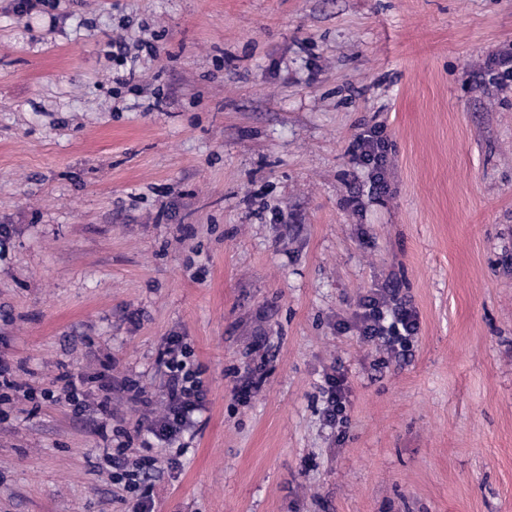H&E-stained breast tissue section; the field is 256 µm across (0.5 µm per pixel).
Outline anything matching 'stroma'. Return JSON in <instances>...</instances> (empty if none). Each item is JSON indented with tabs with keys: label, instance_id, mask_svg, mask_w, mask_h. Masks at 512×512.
Segmentation results:
<instances>
[{
	"label": "stroma",
	"instance_id": "35a3bbf8",
	"mask_svg": "<svg viewBox=\"0 0 512 512\" xmlns=\"http://www.w3.org/2000/svg\"><path fill=\"white\" fill-rule=\"evenodd\" d=\"M0 0V355L85 412L0 421V512H127L115 379L159 390L165 337L204 426L153 512H512V0ZM136 56L117 87L112 35ZM387 144L386 190L351 150ZM406 354L359 339L386 281ZM265 365L248 401L238 372ZM343 373L346 429L320 387ZM58 380L63 382L62 395L64 396V400L67 401L69 405L73 406L75 410L80 409L82 407V397L84 396V378L79 376L75 378L74 375L65 372L58 376ZM62 395L55 396L53 391L47 389L40 391L42 400L58 401L63 398Z\"/></svg>",
	"mask_w": 512,
	"mask_h": 512
}]
</instances>
